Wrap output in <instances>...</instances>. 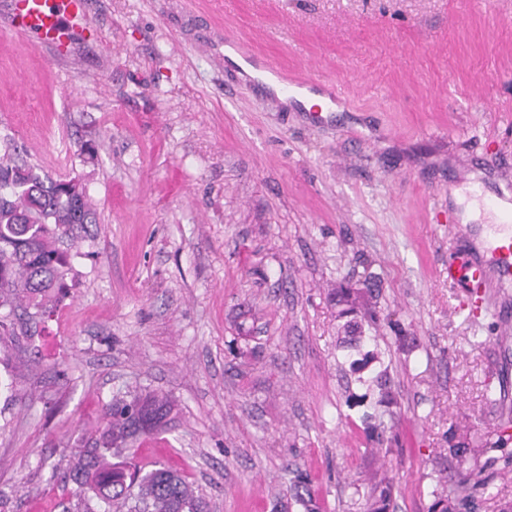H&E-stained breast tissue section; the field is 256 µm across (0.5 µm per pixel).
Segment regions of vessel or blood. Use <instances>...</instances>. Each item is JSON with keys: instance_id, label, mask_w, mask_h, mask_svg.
Returning a JSON list of instances; mask_svg holds the SVG:
<instances>
[{"instance_id": "b4317fda", "label": "vessel or blood", "mask_w": 512, "mask_h": 512, "mask_svg": "<svg viewBox=\"0 0 512 512\" xmlns=\"http://www.w3.org/2000/svg\"><path fill=\"white\" fill-rule=\"evenodd\" d=\"M87 0H12L7 36L32 38L56 57L72 56L75 36L83 29ZM493 265H485L469 255H454L448 262V279L456 287L500 290L512 287V243L493 251Z\"/></svg>"}]
</instances>
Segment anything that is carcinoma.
<instances>
[{
    "label": "carcinoma",
    "mask_w": 512,
    "mask_h": 512,
    "mask_svg": "<svg viewBox=\"0 0 512 512\" xmlns=\"http://www.w3.org/2000/svg\"><path fill=\"white\" fill-rule=\"evenodd\" d=\"M18 152L0 157V189L10 184V193L0 196V343L25 336L33 325L55 312L75 286L72 265L78 228L96 222L87 192L75 180H54L42 168L18 161ZM32 214L31 222L19 223V213ZM377 284L374 276L353 288L343 282L332 290L336 318L343 321L345 336L339 348L345 352L356 382L365 388L376 410L394 402L388 366L378 346L366 348V330H379L373 303ZM169 400L159 395H138L117 401L104 410L105 425L73 457L67 478L83 495L108 506L105 512L130 509L132 501L145 505L147 512H200L205 498L188 478L177 470L155 467L130 470L124 461L134 440L132 427L152 420L159 427L171 412ZM512 434L499 435L497 449L503 452V475L512 473ZM486 477L472 470L452 490L435 492L431 512H476L477 498L485 489ZM294 500L305 512H319L315 494L300 474L291 487ZM392 487L384 479L370 482L366 493L367 512H388Z\"/></svg>",
    "instance_id": "cac0c4a2"
}]
</instances>
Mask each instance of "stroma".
I'll use <instances>...</instances> for the list:
<instances>
[{
  "instance_id": "obj_1",
  "label": "stroma",
  "mask_w": 512,
  "mask_h": 512,
  "mask_svg": "<svg viewBox=\"0 0 512 512\" xmlns=\"http://www.w3.org/2000/svg\"><path fill=\"white\" fill-rule=\"evenodd\" d=\"M232 34L289 83L335 87L315 122L240 67ZM69 59L0 36V154L80 178L76 286L43 329L0 345V512H83L63 478L113 400L167 396L132 464L184 472L210 512H429L477 465L481 512L512 501L488 448L512 383V291L475 301L448 257L476 251L456 195L512 197V0H89ZM380 279L410 352L380 454L336 364L337 281ZM474 450L460 463L449 437ZM293 486L290 487L294 500L299 503L306 512H319V506L315 494L301 474L295 475ZM392 487L385 480L370 481L366 493L367 512H387L390 505Z\"/></svg>"
}]
</instances>
